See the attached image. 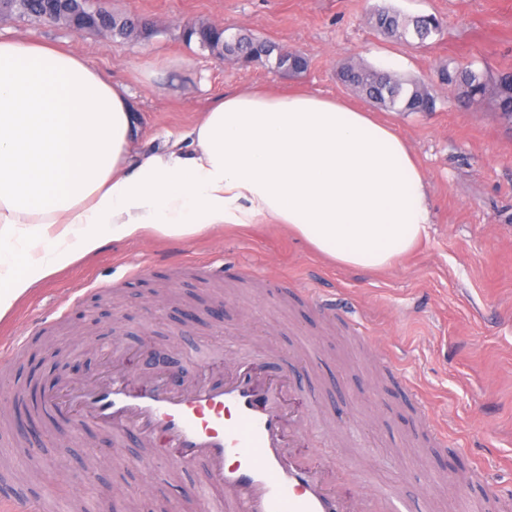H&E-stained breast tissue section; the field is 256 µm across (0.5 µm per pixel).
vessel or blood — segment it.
<instances>
[{
  "label": "vessel or blood",
  "mask_w": 512,
  "mask_h": 512,
  "mask_svg": "<svg viewBox=\"0 0 512 512\" xmlns=\"http://www.w3.org/2000/svg\"><path fill=\"white\" fill-rule=\"evenodd\" d=\"M287 373L268 361L239 362L224 379L178 389L165 372L147 381L131 369L101 383L59 385L37 405L73 437L89 426L158 448L175 466L203 463L219 486L217 512H372L335 486L332 466L294 457L302 419L286 393Z\"/></svg>",
  "instance_id": "b4317fda"
}]
</instances>
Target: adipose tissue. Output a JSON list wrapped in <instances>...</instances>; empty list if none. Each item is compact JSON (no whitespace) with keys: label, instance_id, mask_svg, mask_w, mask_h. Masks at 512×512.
<instances>
[{"label":"adipose tissue","instance_id":"1","mask_svg":"<svg viewBox=\"0 0 512 512\" xmlns=\"http://www.w3.org/2000/svg\"><path fill=\"white\" fill-rule=\"evenodd\" d=\"M124 85L0 40V319L107 242L281 224L338 266L385 270L429 237V183L390 123L339 98L238 88L140 149Z\"/></svg>","mask_w":512,"mask_h":512}]
</instances>
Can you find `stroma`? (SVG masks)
I'll return each instance as SVG.
<instances>
[{"instance_id":"1","label":"stroma","mask_w":512,"mask_h":512,"mask_svg":"<svg viewBox=\"0 0 512 512\" xmlns=\"http://www.w3.org/2000/svg\"><path fill=\"white\" fill-rule=\"evenodd\" d=\"M112 14L147 18L149 38L120 39L23 17L0 22V39L67 47L127 85L144 138L184 132L210 100L248 85L302 86L357 102L410 142L430 183L431 231L381 273L329 263L275 224L188 240L108 243L44 281L0 321V344L26 336L27 359L10 362L12 386L37 387L55 366L81 379L128 361L140 380L157 368L184 388L223 378L257 355L296 371V397L312 433L301 455L335 462L351 497L397 486L411 512H512V122L490 102L464 110L440 69L512 70V0H110ZM378 8L445 21L427 45L395 43L370 23ZM232 26L296 50L297 75L267 61L228 66L184 22ZM425 81L432 112L375 107L336 75L346 60ZM0 439V474L34 512H205L218 497L202 466L176 468L156 449L109 445L91 427L34 440L28 457L16 414ZM446 428L434 447L429 425ZM109 463L86 477L90 453ZM373 471L348 476L351 452ZM152 460L151 469L138 467Z\"/></svg>"}]
</instances>
